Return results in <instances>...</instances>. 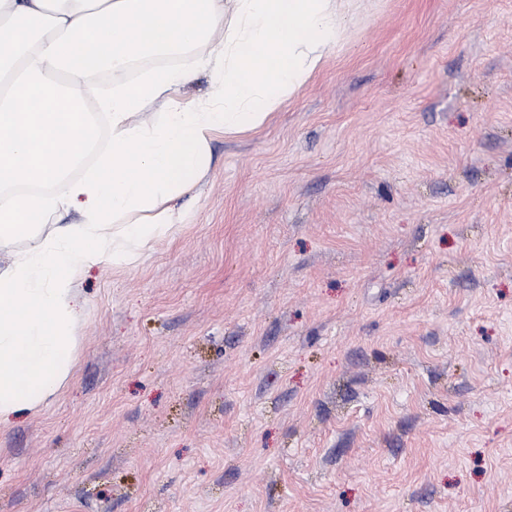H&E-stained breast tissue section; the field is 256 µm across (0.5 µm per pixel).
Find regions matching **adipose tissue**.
Segmentation results:
<instances>
[{"instance_id":"obj_1","label":"adipose tissue","mask_w":512,"mask_h":512,"mask_svg":"<svg viewBox=\"0 0 512 512\" xmlns=\"http://www.w3.org/2000/svg\"><path fill=\"white\" fill-rule=\"evenodd\" d=\"M352 0H0V429L54 397L74 369L77 284L105 261L138 265L206 175L211 143L264 126L324 64ZM207 54L192 56L197 46ZM183 56L98 96L90 74ZM207 99L180 97L196 71ZM163 101L166 112H149ZM95 102L103 121L80 108ZM110 144L94 145L102 129ZM78 222L40 232L41 219ZM24 249H16L18 241Z\"/></svg>"}]
</instances>
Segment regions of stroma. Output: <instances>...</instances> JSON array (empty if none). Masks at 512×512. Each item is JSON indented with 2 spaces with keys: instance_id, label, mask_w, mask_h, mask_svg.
Here are the masks:
<instances>
[{
  "instance_id": "35a3bbf8",
  "label": "stroma",
  "mask_w": 512,
  "mask_h": 512,
  "mask_svg": "<svg viewBox=\"0 0 512 512\" xmlns=\"http://www.w3.org/2000/svg\"><path fill=\"white\" fill-rule=\"evenodd\" d=\"M179 203L80 281L0 512H512V0H359Z\"/></svg>"
}]
</instances>
